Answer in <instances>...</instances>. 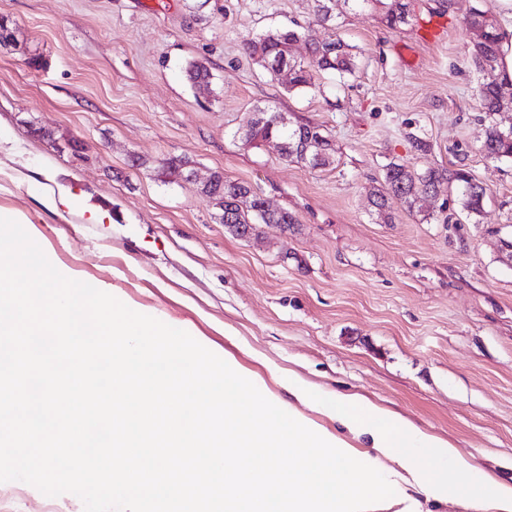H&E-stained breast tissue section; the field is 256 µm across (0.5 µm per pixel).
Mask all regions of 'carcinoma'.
<instances>
[{
  "label": "carcinoma",
  "mask_w": 512,
  "mask_h": 512,
  "mask_svg": "<svg viewBox=\"0 0 512 512\" xmlns=\"http://www.w3.org/2000/svg\"><path fill=\"white\" fill-rule=\"evenodd\" d=\"M314 20L303 30L274 29L250 38L244 42L245 51L252 56L284 88L292 92L306 89L313 85L315 71H334L340 77L351 75L357 67L356 55L352 47L341 39L322 41L315 33V27L326 26L334 22L338 4L350 3L369 8L379 14L387 26L397 29L410 22V10L404 0H316ZM462 18L463 30L476 25L481 30L477 39L471 43L470 59L474 69L490 76L477 88L481 112L487 121L485 136L479 151L490 161H512V126L506 128L496 120V115L512 110V78L498 74L502 69L501 45L502 33L491 0H477ZM305 38L309 45V56L298 58L293 53H285L293 42ZM288 63V79L279 76L278 67ZM188 79L196 87L210 86L211 74L202 64L194 63L187 70ZM279 112L270 111L266 121L255 125L247 134L248 141H265L269 137H278L287 142L292 149L291 160L300 161V148L307 139L322 138L325 157L314 162L307 160L304 165L312 169L326 167L332 162L335 150L330 138L310 124L284 127L278 121ZM215 181L210 188L203 191L208 202L218 210L217 218L226 230L236 236H254L261 224H281L288 228L296 223L295 216L285 210L266 211L262 201L254 194H249L245 182L224 179V172H214ZM385 182L394 197L408 211H413L417 196L436 194L449 188L453 183L460 184L462 207L467 216H478L482 212L487 188L476 181L468 172L458 169L450 170L444 166L431 167L423 172L408 166L391 162L384 168ZM370 203L375 214L384 223L392 221L388 199L372 190L369 192Z\"/></svg>",
  "instance_id": "1"
}]
</instances>
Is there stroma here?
Wrapping results in <instances>:
<instances>
[{
  "label": "stroma",
  "mask_w": 512,
  "mask_h": 512,
  "mask_svg": "<svg viewBox=\"0 0 512 512\" xmlns=\"http://www.w3.org/2000/svg\"><path fill=\"white\" fill-rule=\"evenodd\" d=\"M408 2L398 29L343 9L321 36L352 45L354 75L290 93L243 41L307 25L315 0H0L14 35L0 46V210L77 280L234 355L272 393L296 375L364 395L512 484V163L478 151L482 76L460 25L476 0L440 17V0ZM195 62L208 92L187 80ZM260 107L321 126L334 164L244 141ZM171 157L196 179L165 176ZM391 162L469 171L488 188L481 214L452 188L393 203L383 223L367 192L387 193ZM217 170L296 224L233 237L199 189ZM0 512L85 509L10 481Z\"/></svg>",
  "instance_id": "obj_1"
}]
</instances>
